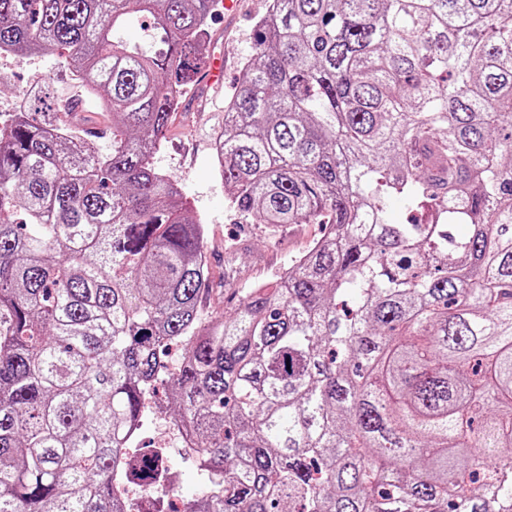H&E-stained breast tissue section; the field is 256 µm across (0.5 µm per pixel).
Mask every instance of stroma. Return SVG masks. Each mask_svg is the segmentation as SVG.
<instances>
[{"label":"stroma","instance_id":"stroma-1","mask_svg":"<svg viewBox=\"0 0 512 512\" xmlns=\"http://www.w3.org/2000/svg\"><path fill=\"white\" fill-rule=\"evenodd\" d=\"M268 6L269 0H227L224 10L214 14L206 51L209 58H223L224 85L218 88L200 81L184 107L173 115L153 157L158 171L178 181L190 216L206 227L204 255L210 279L201 296V310L209 316L238 305L243 288L275 280L324 232L320 224H288L272 233L264 225L241 218L230 209L228 189L213 162V142L224 123L227 100L242 63L253 53L256 23ZM35 73L44 76L55 100L80 97L57 56H12L0 62L1 111L11 109ZM168 454L178 500L189 501L198 492V466L185 449L172 447Z\"/></svg>","mask_w":512,"mask_h":512}]
</instances>
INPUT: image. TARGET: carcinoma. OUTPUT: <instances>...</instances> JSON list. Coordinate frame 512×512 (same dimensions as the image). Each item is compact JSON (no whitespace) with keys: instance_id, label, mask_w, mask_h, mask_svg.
Returning <instances> with one entry per match:
<instances>
[{"instance_id":"cac0c4a2","label":"carcinoma","mask_w":512,"mask_h":512,"mask_svg":"<svg viewBox=\"0 0 512 512\" xmlns=\"http://www.w3.org/2000/svg\"><path fill=\"white\" fill-rule=\"evenodd\" d=\"M218 3L0 0V52L112 117L104 152L40 90L0 127V512H124L115 473L169 470L126 439L163 381L208 476L183 512H512V0H270L217 171L325 232L205 317L152 158Z\"/></svg>"}]
</instances>
